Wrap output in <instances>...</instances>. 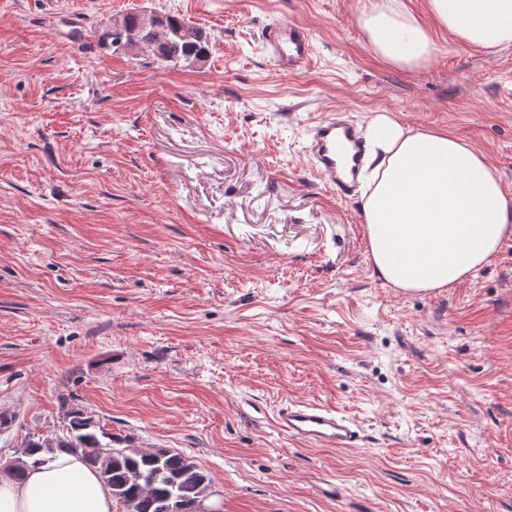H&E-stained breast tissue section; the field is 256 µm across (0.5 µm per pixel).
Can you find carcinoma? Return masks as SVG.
<instances>
[{"label": "carcinoma", "mask_w": 512, "mask_h": 512, "mask_svg": "<svg viewBox=\"0 0 512 512\" xmlns=\"http://www.w3.org/2000/svg\"><path fill=\"white\" fill-rule=\"evenodd\" d=\"M125 19V29L101 32L102 46L115 51L126 46L128 30L137 26V14L127 13ZM165 19L169 38L150 44L155 55L165 61L208 55L210 35L203 28L196 27L194 38L188 41L178 36L188 21L173 14L165 15ZM65 419V435L26 442L24 454L32 463H41L40 453L53 455L58 451L84 458L99 470L124 512H200L210 480L190 457L168 448L117 449L112 433L82 411L73 410Z\"/></svg>", "instance_id": "cac0c4a2"}]
</instances>
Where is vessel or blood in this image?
Wrapping results in <instances>:
<instances>
[{
	"label": "vessel or blood",
	"instance_id": "b4317fda",
	"mask_svg": "<svg viewBox=\"0 0 512 512\" xmlns=\"http://www.w3.org/2000/svg\"><path fill=\"white\" fill-rule=\"evenodd\" d=\"M262 41L271 51L279 70L296 71L309 59L310 36L297 23L281 21L266 26ZM367 151V142L357 125L339 117L319 121L312 129L306 148L314 173L341 199L354 196ZM275 420L279 429L289 437L329 448H356L363 440L353 421L318 404H281Z\"/></svg>",
	"mask_w": 512,
	"mask_h": 512
}]
</instances>
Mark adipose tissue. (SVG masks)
<instances>
[{
  "label": "adipose tissue",
  "mask_w": 512,
  "mask_h": 512,
  "mask_svg": "<svg viewBox=\"0 0 512 512\" xmlns=\"http://www.w3.org/2000/svg\"><path fill=\"white\" fill-rule=\"evenodd\" d=\"M426 11L457 42L512 46V0H426ZM357 19L369 49L397 67L434 56L429 29L402 0H365ZM370 176L362 193L369 253L393 287L447 288L490 262L512 235V198L497 167L471 143L407 128L387 116L365 130ZM0 470V512H113L98 470L70 454Z\"/></svg>",
  "instance_id": "1"
}]
</instances>
